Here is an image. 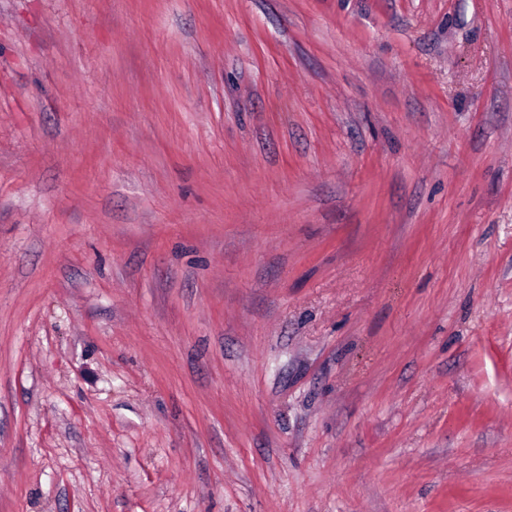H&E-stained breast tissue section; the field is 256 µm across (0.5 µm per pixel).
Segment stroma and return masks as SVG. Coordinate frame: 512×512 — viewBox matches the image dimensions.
Masks as SVG:
<instances>
[{
	"mask_svg": "<svg viewBox=\"0 0 512 512\" xmlns=\"http://www.w3.org/2000/svg\"><path fill=\"white\" fill-rule=\"evenodd\" d=\"M0 512H512V0H0Z\"/></svg>",
	"mask_w": 512,
	"mask_h": 512,
	"instance_id": "obj_1",
	"label": "stroma"
}]
</instances>
